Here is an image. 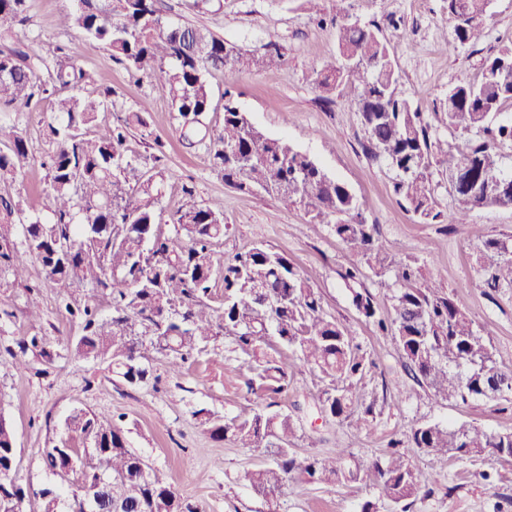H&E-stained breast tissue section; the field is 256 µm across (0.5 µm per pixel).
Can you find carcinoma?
<instances>
[{
  "instance_id": "cac0c4a2",
  "label": "carcinoma",
  "mask_w": 512,
  "mask_h": 512,
  "mask_svg": "<svg viewBox=\"0 0 512 512\" xmlns=\"http://www.w3.org/2000/svg\"><path fill=\"white\" fill-rule=\"evenodd\" d=\"M159 2L79 0L78 10L65 15L61 25L110 51L131 78L167 88L182 137L202 142V116L211 106L208 76L235 67L242 55L210 30L163 15ZM488 7L489 0H448L455 44L473 46L484 36ZM26 11L27 0H0V27L23 20ZM337 45L340 57L353 58L356 65L345 69L332 62L315 71L316 83L327 93L342 84L350 89L367 134L368 156L395 171L393 191L420 221L440 217L431 187L435 164L448 167L454 187L456 207L449 223H467L478 208L512 206V175L500 172L497 153L499 146L512 143V119L496 120L502 105L512 102V48L487 58L479 81L448 88L439 121L475 136L466 149L454 153L433 136L424 113L397 92L396 65L375 23L338 25ZM91 83L92 74L64 45L31 53L20 42L0 52L1 114L22 108L32 112L49 98L56 105L45 122L46 136L55 144L44 161L49 170L45 217H21L14 200L0 195V247L20 238L8 257L11 275L23 278L34 257L45 278L63 288L89 282L110 290V318L101 317L92 303L64 304L84 330L73 354L107 364L130 386L148 381L151 353L167 352L171 369L178 371L220 329L248 356L250 389L271 398L288 393L287 371L275 358L257 354L261 346L276 342L299 353L327 380L320 396L323 413L360 426L363 415L354 409L355 390L375 363L346 328L324 316L320 297L288 256L264 245L222 264L224 303L213 314L207 299L216 264L214 245L224 238L223 214L189 200L170 216L174 235H162L159 182L165 171L139 162L127 147L132 129L145 125L143 113L149 106L144 102L126 113L105 136L88 138L84 129L106 111L112 95L108 89L96 96L85 92ZM224 97V124L208 145L209 162L224 182L302 205L314 223L330 225L381 275L376 225L364 222L349 187L329 177L309 155L254 126L230 91ZM0 143L8 145V151H0V178L12 177L27 156V140L14 124L0 119ZM485 249L494 260L484 283L512 288V241L489 239ZM397 267L392 319L378 314L368 293L352 288L350 294L362 316L397 340L412 377L448 401L512 395V370L498 366L490 339L475 321L442 289L419 284L413 265L400 260ZM18 347L23 355L29 350L46 353L39 335L23 338ZM201 426L214 439H231L271 458L270 466L247 474L268 512H277L278 497L296 474L319 485L361 479L360 466L349 465L350 452L340 446L332 457L299 460L288 447L295 424L286 414L259 410L243 418L209 416ZM65 428L68 442L63 447L80 459L77 441L90 448L96 462L73 469L52 449L47 466L76 474L83 490L98 480L97 462H103L108 474L99 493L74 497L68 512H171L176 490L144 473L143 457L127 447L113 416L78 410ZM406 441L437 465L450 455L467 458L486 450L512 460V430L424 423L412 428ZM400 445L390 441L389 453L373 461L367 472L390 512H411L421 484ZM15 458L13 429L0 415V471L15 465ZM28 495L11 477L10 483L0 484V512H24Z\"/></svg>"
}]
</instances>
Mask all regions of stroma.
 Listing matches in <instances>:
<instances>
[{
    "mask_svg": "<svg viewBox=\"0 0 512 512\" xmlns=\"http://www.w3.org/2000/svg\"><path fill=\"white\" fill-rule=\"evenodd\" d=\"M27 5L26 22L13 24L14 38H0V49L12 47L17 38L33 50L48 41L69 44L76 61L93 72V91H112L92 135H106L117 118L141 102L149 103L146 123L133 130L128 149L134 157L164 152L163 234L173 235L167 217L186 196H193L199 206L219 209L226 232L215 247L217 258L228 261L260 244L286 253L320 295L324 314L345 326L374 361L357 394L363 401H375V410L356 428L325 420L315 407L324 387L320 373L291 349H274L291 381L287 395L278 397L277 409L295 421L296 433L288 445L298 457H326L342 445L365 467L383 455L390 440L423 423L512 429V398L442 401L410 377L393 337L378 331L351 302L342 275L361 264V257L330 226L313 225L300 206L225 185L210 165L206 144L190 146L182 140L166 88L150 80L131 81L102 46L61 27L62 16L75 12L77 0H28ZM162 9L168 17L208 28L248 57L264 54L269 43L280 46L282 59L276 68L257 71L240 64L210 76L212 103L204 118L209 132L222 128L224 93L232 91L237 106L256 126L287 139L328 176L344 182L366 223L376 225L383 255L409 261L418 267L421 284L454 296L489 332L497 363L512 368V288L481 285V267L488 261L484 244L491 238L512 239V207L481 209L469 223H449L456 203L448 192L447 168L436 165L432 187L442 216L420 223L394 194V171L367 155V136L349 96L338 90L332 103H325L314 81L315 70L338 56L336 29L329 18L373 21L396 63L398 92L426 114L443 111L450 86L479 80L483 62L512 47V0H492L484 39L465 48L452 40L447 0H317L313 6L305 0H211L204 10L195 0H164ZM53 107L47 101L40 111L7 116L27 140L29 155L15 178L0 180V193L10 194L26 217L42 211L47 186L42 161L52 149L42 116ZM33 286L39 289L42 307L36 322L28 315ZM60 293L46 281L37 260L29 261L23 283L14 282L8 266H0V414L14 432L17 478L29 491L26 512H42L37 496L42 488L78 491L75 476L61 477L48 468L46 452L59 444L67 417L79 409L121 416L130 448L175 488L192 512H267L245 479L247 472L266 465V458L233 441L212 439L199 424L203 412L245 417L268 402L267 396L248 388L249 373L238 345L224 335L213 337L177 372L170 370L167 356L155 355L147 365L148 382L131 387L105 363L73 356L71 348L83 328L59 310ZM34 334L45 337L47 352L27 353V368L17 369L10 352L22 337ZM407 454L425 491L414 512H512V462L486 452L463 460L452 457L438 467L420 449H408ZM379 498L368 480L326 487L297 475L284 489L279 512H360L365 501Z\"/></svg>",
    "mask_w": 512,
    "mask_h": 512,
    "instance_id": "obj_1",
    "label": "stroma"
}]
</instances>
